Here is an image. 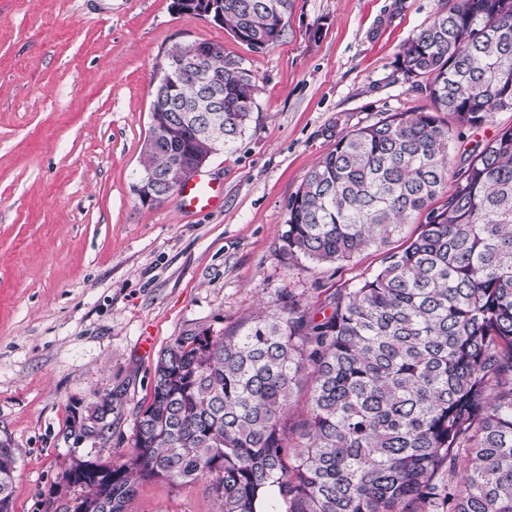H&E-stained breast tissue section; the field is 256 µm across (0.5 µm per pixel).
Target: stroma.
Returning a JSON list of instances; mask_svg holds the SVG:
<instances>
[{
	"mask_svg": "<svg viewBox=\"0 0 512 512\" xmlns=\"http://www.w3.org/2000/svg\"><path fill=\"white\" fill-rule=\"evenodd\" d=\"M453 0H295L279 43L252 51L173 0H0V439L17 450L12 512H48L72 458L122 463L161 352L231 334L295 296L330 297L379 251L316 264L285 253L287 203L337 137L428 106L396 72L400 46ZM219 42L257 76V107L206 172L221 206L133 190L152 83L176 46ZM117 397L111 440L73 445V413ZM208 480L140 484L129 512H214Z\"/></svg>",
	"mask_w": 512,
	"mask_h": 512,
	"instance_id": "obj_1",
	"label": "stroma"
}]
</instances>
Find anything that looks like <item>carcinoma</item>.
Listing matches in <instances>:
<instances>
[{
	"mask_svg": "<svg viewBox=\"0 0 512 512\" xmlns=\"http://www.w3.org/2000/svg\"><path fill=\"white\" fill-rule=\"evenodd\" d=\"M222 27L254 51L282 38L292 0H219ZM395 67L430 107L351 130L288 199L284 250L314 263L376 249L380 268L315 323L291 298L230 335L184 336L160 355L133 450L63 473L91 512H129L139 484L210 480L217 512H512V127L475 141L450 171L455 129L512 111V0H457L403 43ZM164 102L171 134L141 150L168 190L175 163L231 149L257 78L219 51ZM212 112L206 121L200 113ZM419 232L399 247L405 224ZM309 383L299 440L293 391ZM112 396L74 438L112 437ZM16 455L0 440V512Z\"/></svg>",
	"mask_w": 512,
	"mask_h": 512,
	"instance_id": "cac0c4a2",
	"label": "carcinoma"
}]
</instances>
